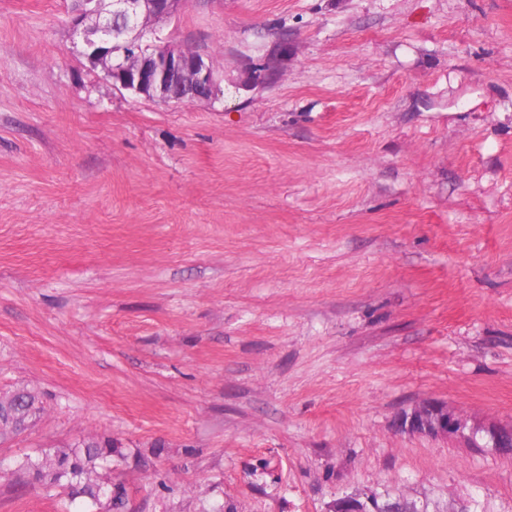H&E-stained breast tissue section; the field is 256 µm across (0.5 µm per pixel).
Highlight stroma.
Segmentation results:
<instances>
[{
  "mask_svg": "<svg viewBox=\"0 0 512 512\" xmlns=\"http://www.w3.org/2000/svg\"><path fill=\"white\" fill-rule=\"evenodd\" d=\"M209 102L81 54L66 0H0V512L25 456L112 440L127 512H329L389 490L512 512V0H184ZM273 67L267 81L253 72ZM445 402L457 438L399 417ZM12 396L0 402V439L11 433L25 430L42 411V402L38 394L27 387H19L12 391L1 393Z\"/></svg>",
  "mask_w": 512,
  "mask_h": 512,
  "instance_id": "1",
  "label": "stroma"
}]
</instances>
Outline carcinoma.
<instances>
[{"mask_svg": "<svg viewBox=\"0 0 512 512\" xmlns=\"http://www.w3.org/2000/svg\"><path fill=\"white\" fill-rule=\"evenodd\" d=\"M42 411L38 394L27 387L10 391V397L0 402V439L25 430ZM112 456V441L91 438L79 446H63L37 457H25L16 462L15 472L23 485L44 489L63 487L71 499H89L99 505V512H125L126 500L112 496V486L100 481L98 469ZM372 498L381 506L405 501L410 512H426L414 502L389 492L375 493Z\"/></svg>", "mask_w": 512, "mask_h": 512, "instance_id": "obj_1", "label": "carcinoma"}]
</instances>
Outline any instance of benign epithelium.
Instances as JSON below:
<instances>
[{"label": "benign epithelium", "mask_w": 512, "mask_h": 512, "mask_svg": "<svg viewBox=\"0 0 512 512\" xmlns=\"http://www.w3.org/2000/svg\"><path fill=\"white\" fill-rule=\"evenodd\" d=\"M183 0H72L71 25L84 46L82 55L113 86L148 100L168 99L174 84L194 101L208 100L216 88L213 66L193 51L158 36V26L175 19ZM402 426L433 437H461L464 425L448 406L428 401L402 417ZM486 433L503 455H512V427ZM371 499H336L332 512H373Z\"/></svg>", "instance_id": "7a95c632"}]
</instances>
